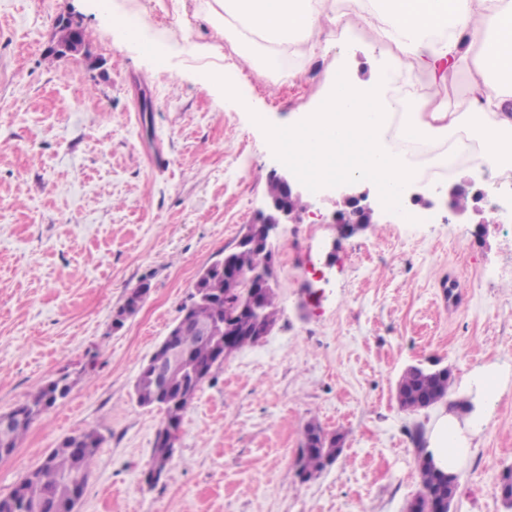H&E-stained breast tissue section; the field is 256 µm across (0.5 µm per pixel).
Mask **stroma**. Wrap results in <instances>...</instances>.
Wrapping results in <instances>:
<instances>
[{
	"label": "stroma",
	"instance_id": "1",
	"mask_svg": "<svg viewBox=\"0 0 512 512\" xmlns=\"http://www.w3.org/2000/svg\"><path fill=\"white\" fill-rule=\"evenodd\" d=\"M122 2L164 60L129 43L98 0H0V414L49 379L71 384L0 461V496L66 436L94 430L103 441L77 512H406L438 409L401 410L395 391L422 365L451 368L462 405L478 374L499 379L489 420L466 434L453 510L512 512L499 492L512 472V173H490L463 217L417 178L428 203L403 199L351 237L329 222L332 194L281 226L272 334L203 384L173 463L146 484L164 414L137 403L135 379L286 166L240 96L285 124L321 106L336 69L367 81L379 54L357 28L307 62L237 71L238 46L220 60L187 52L215 39L197 0ZM62 16L86 33L65 56L52 50ZM218 67L221 88L208 77ZM143 284L139 309L114 326ZM312 420L345 442L305 480Z\"/></svg>",
	"mask_w": 512,
	"mask_h": 512
}]
</instances>
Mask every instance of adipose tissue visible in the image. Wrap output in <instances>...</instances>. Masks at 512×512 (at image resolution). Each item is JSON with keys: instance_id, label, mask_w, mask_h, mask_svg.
I'll return each mask as SVG.
<instances>
[{"instance_id": "ef3b65f1", "label": "adipose tissue", "mask_w": 512, "mask_h": 512, "mask_svg": "<svg viewBox=\"0 0 512 512\" xmlns=\"http://www.w3.org/2000/svg\"><path fill=\"white\" fill-rule=\"evenodd\" d=\"M198 9L221 40L191 44V51L217 54L226 41L273 69L287 53L305 59L329 51L342 27L341 14L328 0H198ZM358 23L371 28L383 48L380 66L367 85L334 73L322 106L269 130L289 165L372 182L394 203L414 178L397 141L436 147L435 163L446 165L450 158L440 147L448 139L469 140L487 131L493 146L476 155L467 175L478 179L488 167L512 169V0H375L374 8L359 13ZM419 70L437 87L449 74H470L468 110L457 111L426 92L413 111H396L395 87L411 83ZM476 386L481 404L462 420L441 412L428 434L426 452L443 473L459 471L470 452L463 428H481L498 398L496 378L479 377Z\"/></svg>"}]
</instances>
